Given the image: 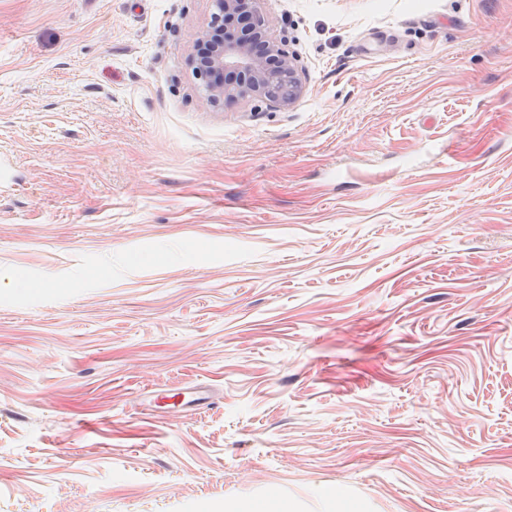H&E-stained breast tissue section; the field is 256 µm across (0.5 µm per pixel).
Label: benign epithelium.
Segmentation results:
<instances>
[{
	"label": "benign epithelium",
	"instance_id": "obj_1",
	"mask_svg": "<svg viewBox=\"0 0 512 512\" xmlns=\"http://www.w3.org/2000/svg\"><path fill=\"white\" fill-rule=\"evenodd\" d=\"M245 2L212 0L210 22L196 41L202 52L191 55L204 100L251 97L287 109L302 95L303 71L269 36L268 17L255 6L243 12Z\"/></svg>",
	"mask_w": 512,
	"mask_h": 512
}]
</instances>
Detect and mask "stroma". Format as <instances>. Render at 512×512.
<instances>
[{"label":"stroma","instance_id":"1","mask_svg":"<svg viewBox=\"0 0 512 512\" xmlns=\"http://www.w3.org/2000/svg\"><path fill=\"white\" fill-rule=\"evenodd\" d=\"M257 5L0 0V512H512V0ZM207 29L195 43L201 53L191 65L201 80L206 103L224 97H251L287 109L303 92L298 59L269 36L270 21L256 6L243 13L247 0H212ZM230 80L224 81V76Z\"/></svg>","mask_w":512,"mask_h":512}]
</instances>
